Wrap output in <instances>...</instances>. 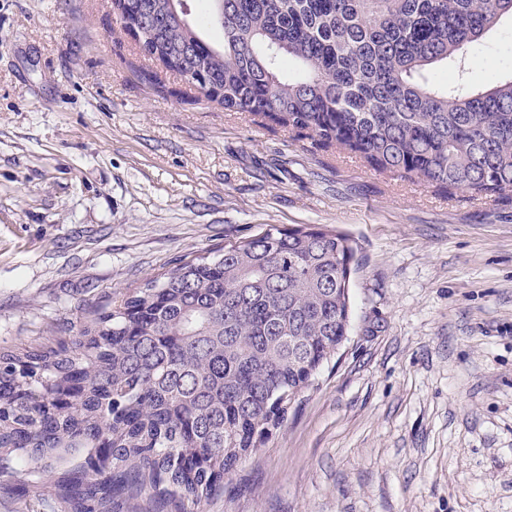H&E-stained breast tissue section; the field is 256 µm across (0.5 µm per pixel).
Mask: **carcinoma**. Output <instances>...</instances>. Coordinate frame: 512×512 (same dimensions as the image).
I'll return each mask as SVG.
<instances>
[{
  "label": "carcinoma",
  "mask_w": 512,
  "mask_h": 512,
  "mask_svg": "<svg viewBox=\"0 0 512 512\" xmlns=\"http://www.w3.org/2000/svg\"><path fill=\"white\" fill-rule=\"evenodd\" d=\"M140 48L220 105L443 194L512 199V78L468 76L512 0H209L213 44L177 0H126ZM351 238L269 225L186 257L55 346L0 351V472L90 448L57 477L67 512H197L288 415L347 336Z\"/></svg>",
  "instance_id": "1"
}]
</instances>
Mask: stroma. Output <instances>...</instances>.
Masks as SVG:
<instances>
[{"label": "stroma", "instance_id": "stroma-1", "mask_svg": "<svg viewBox=\"0 0 512 512\" xmlns=\"http://www.w3.org/2000/svg\"><path fill=\"white\" fill-rule=\"evenodd\" d=\"M512 69V21L470 51ZM357 244L348 336L202 512H512V201L446 195L143 56L112 0H0V350L75 335L185 257L269 225ZM0 512H63L52 476Z\"/></svg>", "mask_w": 512, "mask_h": 512}]
</instances>
